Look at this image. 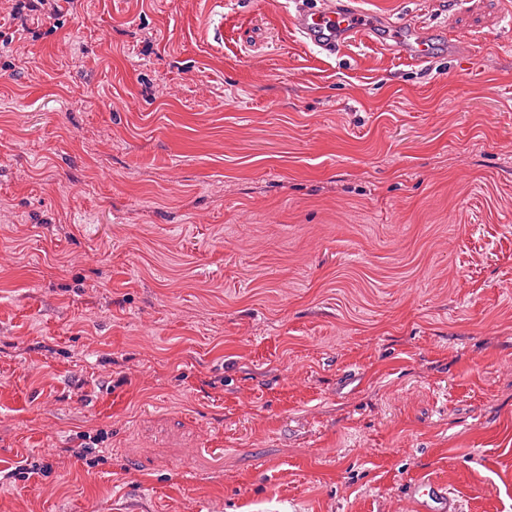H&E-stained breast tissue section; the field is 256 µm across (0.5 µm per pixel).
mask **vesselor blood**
Here are the masks:
<instances>
[{"label":"vessel or blood","instance_id":"1","mask_svg":"<svg viewBox=\"0 0 512 512\" xmlns=\"http://www.w3.org/2000/svg\"><path fill=\"white\" fill-rule=\"evenodd\" d=\"M292 26L302 41L311 43L325 55L335 54L348 44L376 35L375 18L322 0L314 9L298 8L292 14ZM387 39L390 49L404 59L428 62L435 43H442L452 53H460L462 43L451 37L440 36L408 18L388 20ZM414 512H460L461 505L447 485L427 478L415 483L412 491Z\"/></svg>","mask_w":512,"mask_h":512}]
</instances>
